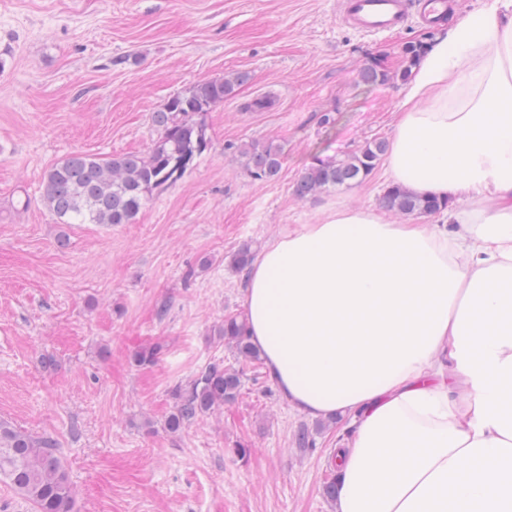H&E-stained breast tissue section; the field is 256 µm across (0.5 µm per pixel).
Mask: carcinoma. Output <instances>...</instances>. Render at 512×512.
Masks as SVG:
<instances>
[{"mask_svg":"<svg viewBox=\"0 0 512 512\" xmlns=\"http://www.w3.org/2000/svg\"><path fill=\"white\" fill-rule=\"evenodd\" d=\"M424 51L420 43L405 47V66L390 74L381 61L373 60L359 71V81L379 85L398 78L406 81ZM250 81L244 71L223 78L204 80L186 93L170 97L152 114L158 132L154 144L144 153L100 157L74 153L53 164L43 180V200L65 224H130L146 204L149 194L161 193L178 182L194 159L206 150L203 125L194 117L230 98ZM382 139L364 142L334 160H316L300 175L294 193L307 199L322 193L349 189L365 181L388 152ZM283 146L274 142H253L240 150L242 165L255 180L272 182L279 178ZM384 209L398 216L436 214L448 201L421 197L399 185L388 187L382 198ZM253 261L251 245H242L232 256V267L241 272ZM244 364L261 361V352L248 336L246 319L224 317L217 329ZM242 371L220 362L208 364L194 379L173 389L175 406L166 420L175 433L196 420L223 409L235 401L242 385ZM0 481L8 484L35 512H74V496L68 474L57 456V444L49 437H34L0 420Z\"/></svg>","mask_w":512,"mask_h":512,"instance_id":"cac0c4a2","label":"carcinoma"}]
</instances>
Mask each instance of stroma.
<instances>
[{
	"instance_id": "obj_1",
	"label": "stroma",
	"mask_w": 512,
	"mask_h": 512,
	"mask_svg": "<svg viewBox=\"0 0 512 512\" xmlns=\"http://www.w3.org/2000/svg\"><path fill=\"white\" fill-rule=\"evenodd\" d=\"M340 14L341 0H0V420L57 441L75 512H333L324 487L353 430L292 409L265 364L217 414L175 433L165 421L176 385L238 364L217 334L246 311L232 254L339 207H378L387 188L377 169L294 193L314 159L391 140L405 84L358 73L376 59L395 74L407 43L440 28L412 18L366 34ZM238 70L250 82L201 118L207 150L133 223L62 224L46 208L54 163L147 151L152 112ZM268 140L283 169L256 181L238 150ZM151 346L157 360L137 364Z\"/></svg>"
}]
</instances>
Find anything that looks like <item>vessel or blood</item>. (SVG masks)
I'll list each match as a JSON object with an SVG mask.
<instances>
[{
  "label": "vessel or blood",
  "instance_id": "1",
  "mask_svg": "<svg viewBox=\"0 0 512 512\" xmlns=\"http://www.w3.org/2000/svg\"><path fill=\"white\" fill-rule=\"evenodd\" d=\"M429 23L441 22L448 0H342L343 22L361 32L375 34L400 26L412 11Z\"/></svg>",
  "mask_w": 512,
  "mask_h": 512
}]
</instances>
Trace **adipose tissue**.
I'll return each instance as SVG.
<instances>
[{"label":"adipose tissue","instance_id":"obj_1","mask_svg":"<svg viewBox=\"0 0 512 512\" xmlns=\"http://www.w3.org/2000/svg\"><path fill=\"white\" fill-rule=\"evenodd\" d=\"M385 174L443 222L281 232L247 278L251 341L294 410L354 424L335 512H512V0L429 44Z\"/></svg>","mask_w":512,"mask_h":512}]
</instances>
